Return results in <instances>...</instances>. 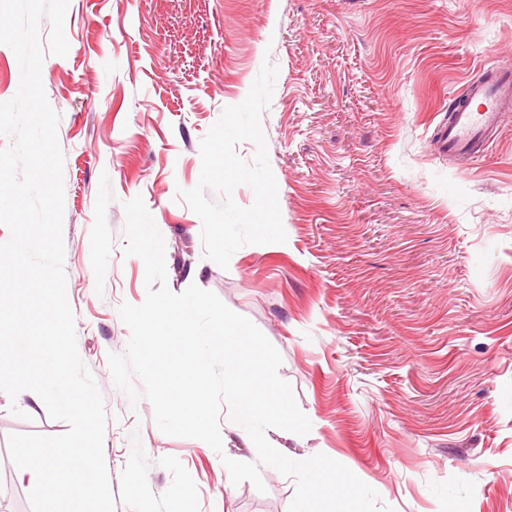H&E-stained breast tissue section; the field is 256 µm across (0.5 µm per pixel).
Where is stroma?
Returning <instances> with one entry per match:
<instances>
[{
    "label": "stroma",
    "instance_id": "35a3bbf8",
    "mask_svg": "<svg viewBox=\"0 0 512 512\" xmlns=\"http://www.w3.org/2000/svg\"><path fill=\"white\" fill-rule=\"evenodd\" d=\"M67 56L41 78L60 113L67 295L80 357L110 419L116 512H288L296 482L265 492L222 463L257 459L244 429L216 452L164 435L130 405L107 357L122 303L145 299L125 256V202L142 196L165 242L167 285L215 293L279 351L311 429L268 441L322 453L394 512H512V111L487 154L460 166L434 131L467 77L512 65V0H70ZM277 67L261 123L287 240L246 245L221 269L178 189L199 143ZM13 433L57 435L44 404Z\"/></svg>",
    "mask_w": 512,
    "mask_h": 512
}]
</instances>
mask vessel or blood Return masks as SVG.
Listing matches in <instances>:
<instances>
[{
    "label": "vessel or blood",
    "mask_w": 512,
    "mask_h": 512,
    "mask_svg": "<svg viewBox=\"0 0 512 512\" xmlns=\"http://www.w3.org/2000/svg\"><path fill=\"white\" fill-rule=\"evenodd\" d=\"M512 110V71L487 70L467 82L465 99L455 104L435 130L439 154L469 161L496 134L503 112Z\"/></svg>",
    "instance_id": "b4317fda"
}]
</instances>
